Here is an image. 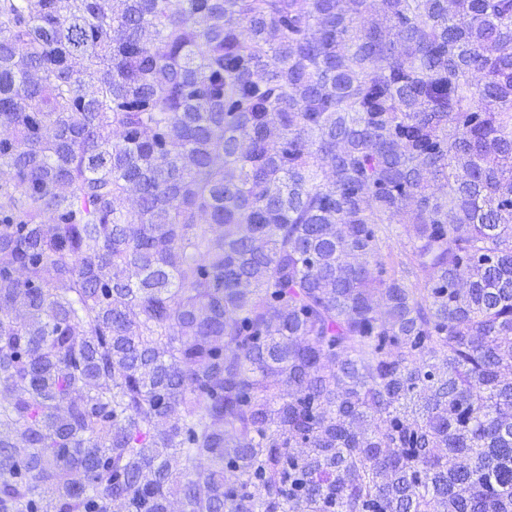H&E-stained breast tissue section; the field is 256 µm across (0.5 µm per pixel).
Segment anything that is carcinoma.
I'll use <instances>...</instances> for the list:
<instances>
[{"label":"carcinoma","mask_w":512,"mask_h":512,"mask_svg":"<svg viewBox=\"0 0 512 512\" xmlns=\"http://www.w3.org/2000/svg\"><path fill=\"white\" fill-rule=\"evenodd\" d=\"M4 126L0 512H512V0H0Z\"/></svg>","instance_id":"cac0c4a2"}]
</instances>
